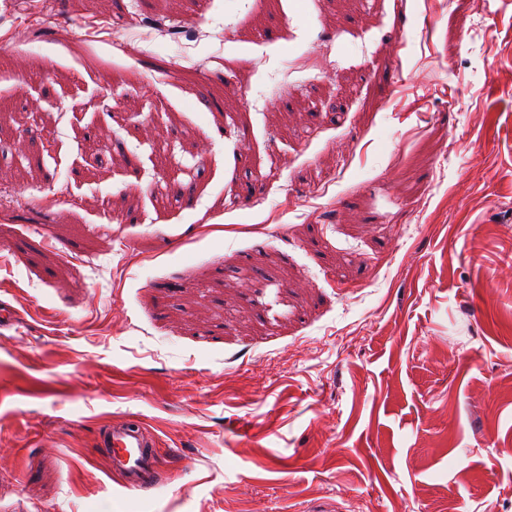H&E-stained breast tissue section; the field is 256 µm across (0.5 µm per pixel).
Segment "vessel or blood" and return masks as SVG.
<instances>
[{"label":"vessel or blood","mask_w":512,"mask_h":512,"mask_svg":"<svg viewBox=\"0 0 512 512\" xmlns=\"http://www.w3.org/2000/svg\"><path fill=\"white\" fill-rule=\"evenodd\" d=\"M101 445L110 469L123 475V486L130 491L152 485L164 465L154 438L142 422L130 416L108 423Z\"/></svg>","instance_id":"obj_1"}]
</instances>
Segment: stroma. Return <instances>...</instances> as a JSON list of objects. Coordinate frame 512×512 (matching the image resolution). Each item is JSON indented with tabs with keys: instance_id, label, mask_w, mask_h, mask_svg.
Masks as SVG:
<instances>
[{
	"instance_id": "obj_1",
	"label": "stroma",
	"mask_w": 512,
	"mask_h": 512,
	"mask_svg": "<svg viewBox=\"0 0 512 512\" xmlns=\"http://www.w3.org/2000/svg\"><path fill=\"white\" fill-rule=\"evenodd\" d=\"M0 148V512H512V0H0ZM109 468L124 475L121 485L135 491L154 483L164 458L143 423L133 417L110 421L101 435Z\"/></svg>"
}]
</instances>
